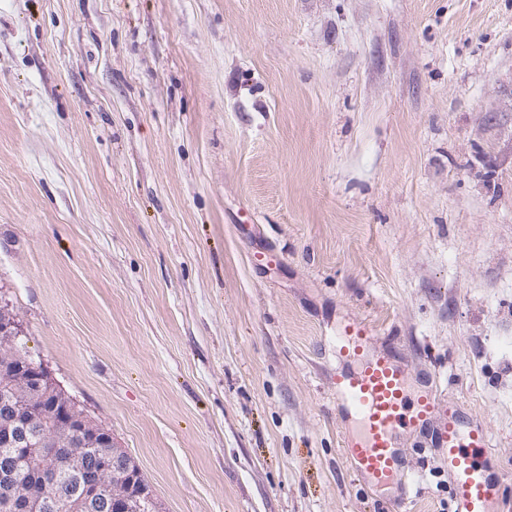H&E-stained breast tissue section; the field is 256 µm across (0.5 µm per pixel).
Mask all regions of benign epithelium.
<instances>
[{
	"mask_svg": "<svg viewBox=\"0 0 512 512\" xmlns=\"http://www.w3.org/2000/svg\"><path fill=\"white\" fill-rule=\"evenodd\" d=\"M19 338L0 307V512H163L134 459Z\"/></svg>",
	"mask_w": 512,
	"mask_h": 512,
	"instance_id": "1",
	"label": "benign epithelium"
}]
</instances>
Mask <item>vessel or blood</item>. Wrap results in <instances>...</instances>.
<instances>
[{
	"label": "vessel or blood",
	"instance_id": "obj_1",
	"mask_svg": "<svg viewBox=\"0 0 512 512\" xmlns=\"http://www.w3.org/2000/svg\"><path fill=\"white\" fill-rule=\"evenodd\" d=\"M338 353L346 367L332 391L339 411L360 426L343 450L358 474L376 485L393 482L403 473L402 437L424 433L444 451L452 486L448 512H499L512 485L485 461L493 447L486 423L463 417L432 384L412 386L411 371L379 345L364 321L343 327Z\"/></svg>",
	"mask_w": 512,
	"mask_h": 512
}]
</instances>
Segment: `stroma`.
Segmentation results:
<instances>
[{"label":"stroma","instance_id":"obj_1","mask_svg":"<svg viewBox=\"0 0 512 512\" xmlns=\"http://www.w3.org/2000/svg\"><path fill=\"white\" fill-rule=\"evenodd\" d=\"M0 302L163 512H448L341 460L353 318L512 479V0H0Z\"/></svg>","mask_w":512,"mask_h":512}]
</instances>
